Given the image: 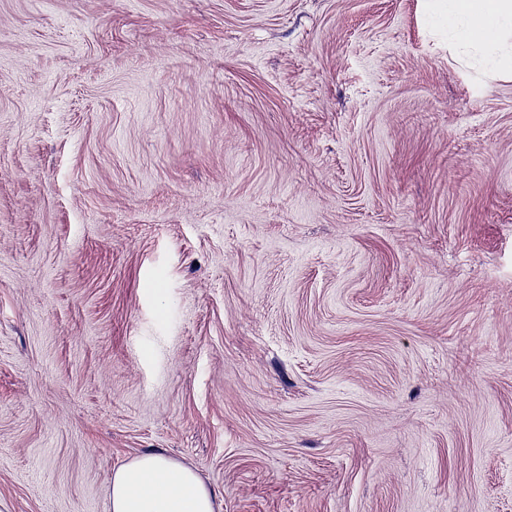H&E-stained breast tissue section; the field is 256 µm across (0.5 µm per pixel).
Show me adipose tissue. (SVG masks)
<instances>
[{"label":"adipose tissue","instance_id":"adipose-tissue-1","mask_svg":"<svg viewBox=\"0 0 512 512\" xmlns=\"http://www.w3.org/2000/svg\"><path fill=\"white\" fill-rule=\"evenodd\" d=\"M449 31L486 55L493 69L512 71V0H432ZM111 512H216L197 472L160 453L134 457L112 476Z\"/></svg>","mask_w":512,"mask_h":512}]
</instances>
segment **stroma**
Masks as SVG:
<instances>
[{"label":"stroma","instance_id":"stroma-1","mask_svg":"<svg viewBox=\"0 0 512 512\" xmlns=\"http://www.w3.org/2000/svg\"><path fill=\"white\" fill-rule=\"evenodd\" d=\"M512 512V77L431 0H0V512ZM111 512H216V508L214 495L194 469L161 453H148L116 468Z\"/></svg>","mask_w":512,"mask_h":512}]
</instances>
